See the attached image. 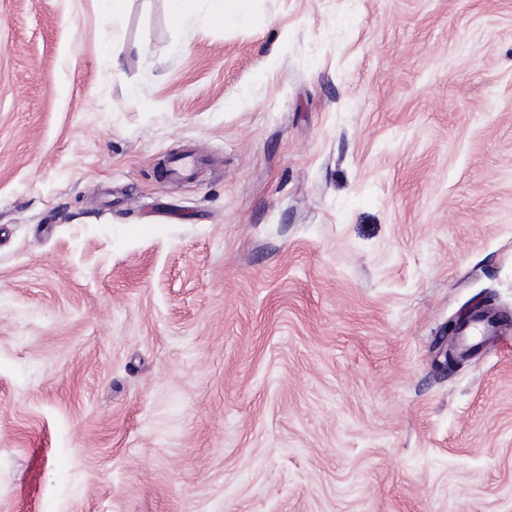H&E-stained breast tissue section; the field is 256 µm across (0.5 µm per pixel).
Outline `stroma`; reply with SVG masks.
<instances>
[{
    "label": "stroma",
    "mask_w": 512,
    "mask_h": 512,
    "mask_svg": "<svg viewBox=\"0 0 512 512\" xmlns=\"http://www.w3.org/2000/svg\"><path fill=\"white\" fill-rule=\"evenodd\" d=\"M185 10L0 0V512H512V0Z\"/></svg>",
    "instance_id": "stroma-1"
}]
</instances>
